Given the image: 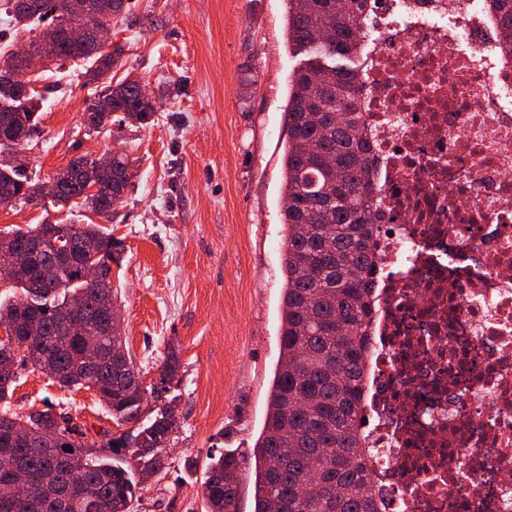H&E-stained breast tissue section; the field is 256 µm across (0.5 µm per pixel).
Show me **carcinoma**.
<instances>
[{
	"label": "carcinoma",
	"instance_id": "1",
	"mask_svg": "<svg viewBox=\"0 0 512 512\" xmlns=\"http://www.w3.org/2000/svg\"><path fill=\"white\" fill-rule=\"evenodd\" d=\"M30 9L24 0H0V11L25 26L35 20L67 23L65 0ZM286 41L310 49L315 59L288 81L284 108L287 139L282 155L284 205L283 287L279 356L270 381L263 429L248 449L254 459L253 512H375L366 478L367 448L360 402L371 366L369 326L375 304L377 208L369 177L367 138L355 84L365 68L361 27L368 8L379 0H285ZM494 19L501 48L512 55V0H484ZM43 33L30 41L24 56H12L10 70L20 75L43 58ZM121 55L116 47L93 39L70 44L61 38L58 60H91L86 72L99 80ZM353 57L356 67L344 64ZM18 81L0 75V138L37 127L31 98L20 99ZM112 112L120 120L146 124L155 113L141 84L127 78L107 88ZM69 184L57 201L81 205L108 219L112 207L132 185L129 157L112 153L102 168L88 155L70 160ZM38 181L12 148L0 144V202L42 199ZM43 238L23 267L12 270L20 297L0 302V326L9 328L23 306L41 315V332L16 341L0 338V429L19 419L35 430L30 445L0 458V480L15 468L36 476L23 498L0 501V512H98L96 501L61 508L71 474L92 485L104 512H134L143 472L167 469L163 448L177 420L175 398L168 395L181 368L170 346L148 388L135 370L121 330L104 313V289L87 279L85 253L118 261L121 240L99 224H34L0 230V266ZM70 245L57 281L45 280L42 267L58 259L56 245ZM31 362L62 387H87L117 426L131 428L90 443L72 419L47 407L24 415L6 402L19 367ZM95 451H90V448ZM242 459L232 451L209 455L205 462V512H239Z\"/></svg>",
	"mask_w": 512,
	"mask_h": 512
}]
</instances>
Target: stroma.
<instances>
[{
	"label": "stroma",
	"mask_w": 512,
	"mask_h": 512,
	"mask_svg": "<svg viewBox=\"0 0 512 512\" xmlns=\"http://www.w3.org/2000/svg\"><path fill=\"white\" fill-rule=\"evenodd\" d=\"M284 0H131L112 19L125 54L110 78L139 80L150 123L83 124L104 91L72 61L34 60L23 78L43 99L22 159L45 179L77 156L136 159L133 186L105 230L121 239L112 283L123 334L144 385L168 346L182 368L171 386L177 426L165 474L145 483L137 512H205L206 457L253 444L279 354L283 286L281 160L288 77L308 55L286 42ZM73 204L0 206V230L88 224ZM11 407L67 414L89 441L115 434L96 391L18 371Z\"/></svg>",
	"instance_id": "stroma-1"
}]
</instances>
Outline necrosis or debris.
I'll use <instances>...</instances> for the list:
<instances>
[{"label": "necrosis or debris", "instance_id": "necrosis-or-debris-1", "mask_svg": "<svg viewBox=\"0 0 512 512\" xmlns=\"http://www.w3.org/2000/svg\"><path fill=\"white\" fill-rule=\"evenodd\" d=\"M365 23L377 507L512 512V60L483 0H383Z\"/></svg>", "mask_w": 512, "mask_h": 512}]
</instances>
